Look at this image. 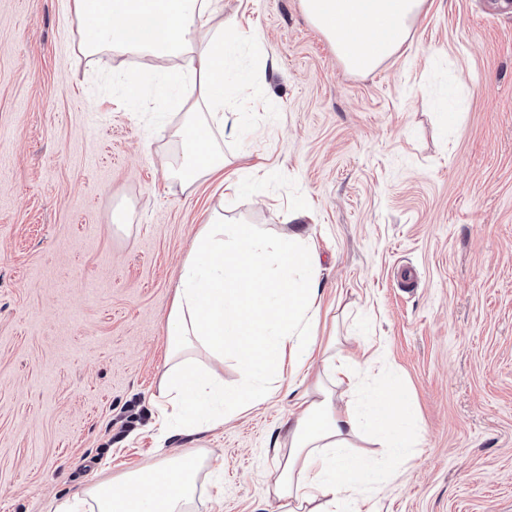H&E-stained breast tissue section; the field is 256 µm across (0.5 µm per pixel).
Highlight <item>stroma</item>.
Wrapping results in <instances>:
<instances>
[{
    "label": "stroma",
    "mask_w": 512,
    "mask_h": 512,
    "mask_svg": "<svg viewBox=\"0 0 512 512\" xmlns=\"http://www.w3.org/2000/svg\"><path fill=\"white\" fill-rule=\"evenodd\" d=\"M396 56L347 70L300 0H221L256 41L239 130L260 194L163 176L176 105L141 112L135 55H83L68 0H0V512H53L156 459L166 319L220 206L271 238L305 224L328 328L383 354L420 445L375 512H512V0H429ZM295 395L174 448L220 458L192 512H280Z\"/></svg>",
    "instance_id": "35a3bbf8"
}]
</instances>
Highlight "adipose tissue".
Returning <instances> with one entry per match:
<instances>
[{"instance_id": "obj_1", "label": "adipose tissue", "mask_w": 512, "mask_h": 512, "mask_svg": "<svg viewBox=\"0 0 512 512\" xmlns=\"http://www.w3.org/2000/svg\"><path fill=\"white\" fill-rule=\"evenodd\" d=\"M428 0H301L307 18L332 43L349 69L369 73L395 56ZM80 25V50L131 53L139 69L123 80L137 103L162 60H185L156 85L159 98L185 84L198 96L187 109L183 139L185 187L224 174L215 138L224 126V83L233 52L246 41L240 21L219 0H70ZM233 77V76H232ZM153 83V82H152ZM322 297L314 243L305 227L268 238L249 224H228L223 208L199 225L184 258L167 317V367L157 405L165 437L223 425L241 411L269 402L296 384L314 360L323 375L298 397L287 428L288 450L273 480L280 512H362L388 477L377 461L355 452L358 442L384 448L393 460L416 445L413 404L393 382L344 399L377 360L356 361L332 350L319 333ZM239 369L225 385V357ZM203 458L187 450L125 471L65 499L60 512H190Z\"/></svg>"}]
</instances>
